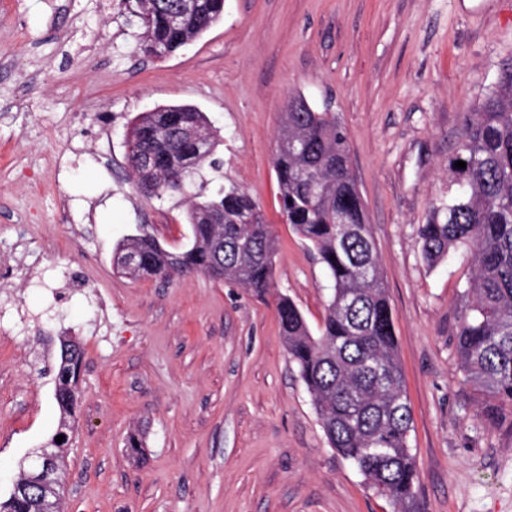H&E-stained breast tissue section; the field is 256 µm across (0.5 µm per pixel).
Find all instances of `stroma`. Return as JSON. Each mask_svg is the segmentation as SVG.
<instances>
[{"label":"stroma","instance_id":"stroma-1","mask_svg":"<svg viewBox=\"0 0 512 512\" xmlns=\"http://www.w3.org/2000/svg\"><path fill=\"white\" fill-rule=\"evenodd\" d=\"M510 60L512 0H224L163 60L139 53L117 0H0V497L57 430L70 337L84 355L66 512H396L331 448L280 336L275 295L313 328L328 296L279 209L276 138L298 92L347 131L386 279L419 472L408 512H512V407L457 364L472 255L432 266L418 239L467 112ZM175 104L220 131L225 179L279 243L267 300L113 267L139 226L186 242L185 204L140 194L124 143L137 114Z\"/></svg>","mask_w":512,"mask_h":512}]
</instances>
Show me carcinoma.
<instances>
[{
    "label": "carcinoma",
    "instance_id": "cac0c4a2",
    "mask_svg": "<svg viewBox=\"0 0 512 512\" xmlns=\"http://www.w3.org/2000/svg\"><path fill=\"white\" fill-rule=\"evenodd\" d=\"M139 51L163 59L198 38L222 17L224 0H141ZM131 133L163 158L152 181L136 179L144 196L190 199L188 240L177 274L222 276L258 297L274 287L278 245L257 202L231 183L208 193L206 172L219 171L221 138L192 105H167L139 114ZM453 170L458 189L432 207L418 227L424 258L441 261L466 246L474 271L462 291L456 336L460 371L479 394L512 405V62L466 115ZM280 212L314 250L329 281L321 324L313 329L286 297L277 302L280 333L312 397L332 448L355 465L382 497L403 504L419 473L410 446L413 415L403 381L387 286L351 165L345 127L334 112L318 111L301 94L288 98L274 156ZM134 255L132 278H171V252L145 230L118 245ZM83 351L61 342L54 398L61 411L50 439L64 466L78 405ZM35 493L10 491L0 512H37Z\"/></svg>",
    "mask_w": 512,
    "mask_h": 512
}]
</instances>
